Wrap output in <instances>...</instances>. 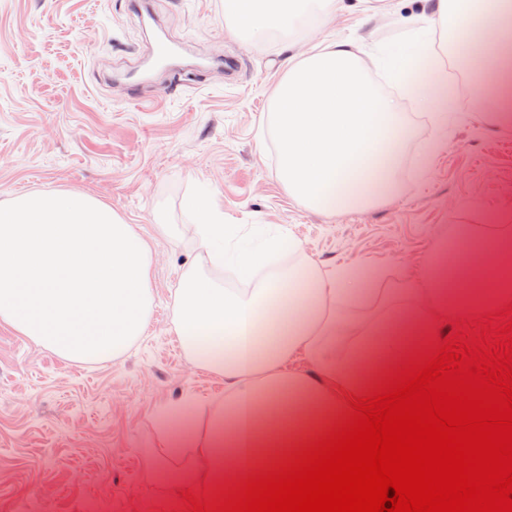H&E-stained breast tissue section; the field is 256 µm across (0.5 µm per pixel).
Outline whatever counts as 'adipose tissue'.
Returning <instances> with one entry per match:
<instances>
[{
	"mask_svg": "<svg viewBox=\"0 0 512 512\" xmlns=\"http://www.w3.org/2000/svg\"><path fill=\"white\" fill-rule=\"evenodd\" d=\"M476 88L496 80L486 100L512 114V25L505 0H431ZM335 0H224V21L250 38L329 17ZM422 40L384 51L389 79L447 124L456 110L448 75L433 70ZM273 123L289 190L325 212L364 209L391 194L408 128L396 98L382 95L353 43L331 42L293 65L275 95ZM196 233L215 267H231L239 288H218L190 270L176 291L177 333L188 359L224 378V404L191 400L157 411L173 448H199L203 461L181 472L197 488L314 436L361 395L413 342L443 334L447 313L495 311L512 301V238L465 237L440 247L424 273L390 288H365L358 270L309 260L285 235L230 237L205 202ZM303 357L311 373L288 371Z\"/></svg>",
	"mask_w": 512,
	"mask_h": 512,
	"instance_id": "ef3b65f1",
	"label": "adipose tissue"
}]
</instances>
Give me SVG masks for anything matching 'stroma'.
<instances>
[{"label":"stroma","instance_id":"35a3bbf8","mask_svg":"<svg viewBox=\"0 0 512 512\" xmlns=\"http://www.w3.org/2000/svg\"><path fill=\"white\" fill-rule=\"evenodd\" d=\"M129 2L0 0V204L85 192L132 224L154 260L152 314L120 357L68 360L0 325V512L176 505L174 479L191 459L166 447L155 412L189 395L224 402L223 377L189 362L175 327L189 265L229 284L186 231L192 202L209 200L226 228H282L309 259L396 280L423 273L443 234H512V124L471 93L457 96L445 127L401 98L405 180L374 206L318 211L281 176L270 110L289 66L325 41L378 49L429 36L428 0H339L327 22L271 42L230 31L224 0H149L141 11ZM150 21L182 46L184 67L207 65L205 76L176 89L164 70L145 73ZM138 78L147 100H126ZM439 139L442 152L427 159ZM161 222L171 233L157 232ZM147 448L157 472L144 464Z\"/></svg>","mask_w":512,"mask_h":512}]
</instances>
